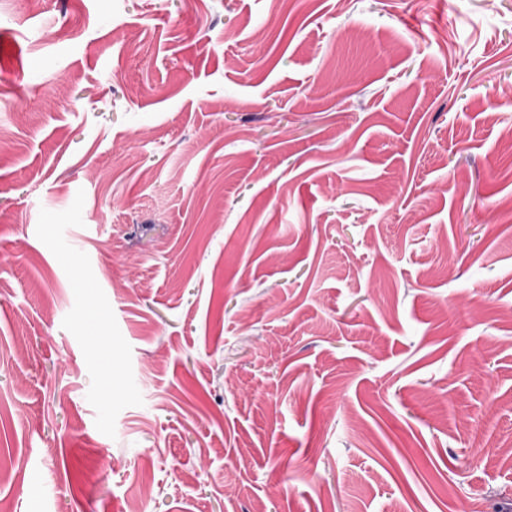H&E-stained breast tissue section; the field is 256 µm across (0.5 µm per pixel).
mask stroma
<instances>
[{"label": "stroma", "mask_w": 512, "mask_h": 512, "mask_svg": "<svg viewBox=\"0 0 512 512\" xmlns=\"http://www.w3.org/2000/svg\"><path fill=\"white\" fill-rule=\"evenodd\" d=\"M135 499L512 512V0H0V500Z\"/></svg>", "instance_id": "obj_1"}]
</instances>
